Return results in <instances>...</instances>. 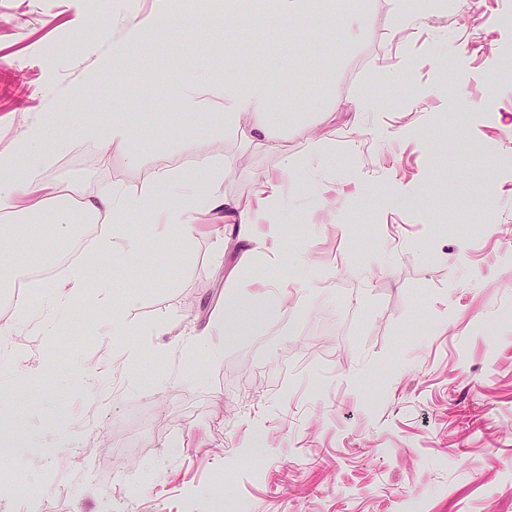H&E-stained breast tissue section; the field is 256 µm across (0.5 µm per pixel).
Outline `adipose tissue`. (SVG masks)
<instances>
[{"label": "adipose tissue", "mask_w": 512, "mask_h": 512, "mask_svg": "<svg viewBox=\"0 0 512 512\" xmlns=\"http://www.w3.org/2000/svg\"><path fill=\"white\" fill-rule=\"evenodd\" d=\"M168 19L166 11L158 10L125 20L123 36L112 46L113 77H120L125 55ZM277 66V61L271 60L265 70L246 76L228 72L220 79L200 71L179 90L183 108L188 113L201 112L211 107L214 99H223L220 119L226 130L239 132L247 144L280 151L267 120L276 105L268 72ZM133 135L131 124L116 115L86 121L79 131L85 142L105 147L125 145ZM69 144L57 122L40 120L15 141L10 153L0 154V286L17 287L19 252L36 254L46 250L47 243L39 233L46 219L53 225L55 241L60 246L78 238L85 225H100L88 254L109 258L111 269L104 272L98 292L90 297L86 294L88 266H73L67 274L46 283L39 306L17 303L13 323H37L43 334L50 336L54 333L56 312L74 301L87 298L97 308L115 305L112 272L137 257L145 245L146 238L131 224L132 216L140 213L158 214V223L150 227V237L158 241L177 235L190 238L196 227L219 219L229 227L237 249L243 253H252L259 247L275 250V243L266 241L258 224L263 219L276 221L280 215L279 179L271 177L259 184L250 207L225 193L224 168L211 163L202 164L191 176L174 167L161 169L134 194L116 187L109 193L83 194L74 200L57 196L42 175ZM20 158L26 161L21 168L16 165ZM16 241L22 244V251L11 250V243ZM287 297V289L271 279L258 284L241 283L238 295L224 310L213 315L202 330L192 333L189 349L210 358L221 356L226 337L244 334L247 327L259 325V312L272 311Z\"/></svg>", "instance_id": "obj_1"}]
</instances>
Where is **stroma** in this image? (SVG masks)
Listing matches in <instances>:
<instances>
[{"mask_svg":"<svg viewBox=\"0 0 512 512\" xmlns=\"http://www.w3.org/2000/svg\"><path fill=\"white\" fill-rule=\"evenodd\" d=\"M156 6L0 0V153L55 112L71 145L44 173L52 184L134 193L161 168L226 162L228 195L250 203L277 175L295 216L276 254L245 261L206 228L151 242L114 282L133 304L74 302L51 336L17 327L0 423L28 450L0 455V512H216L226 495L251 512H404L413 497L427 512H512V25L500 22L512 0H450L402 32L391 0H369L359 41L332 22L342 0L291 20L300 36L288 40L240 14L200 31L173 0L165 51L152 40L131 51L139 90L97 82L117 18ZM434 47L453 58L450 76L432 66ZM275 56L292 60L272 77L269 115L285 150L303 156L302 131L335 132L314 166L288 173L213 112L186 114L178 94L199 69ZM396 61L403 79L379 82ZM369 97L358 125L329 121L336 100ZM116 112L136 127L131 145L77 137L78 117ZM367 181L409 192L384 207ZM266 277L291 294L281 323L227 337L216 360L182 346L239 281ZM116 314L134 361L105 331ZM320 314L338 334L312 328Z\"/></svg>","mask_w":512,"mask_h":512,"instance_id":"35a3bbf8","label":"stroma"}]
</instances>
